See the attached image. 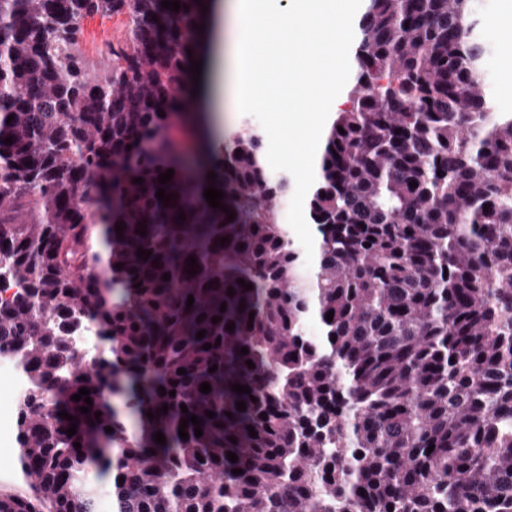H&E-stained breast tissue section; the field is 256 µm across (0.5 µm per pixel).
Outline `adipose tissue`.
<instances>
[{
  "label": "adipose tissue",
  "mask_w": 512,
  "mask_h": 512,
  "mask_svg": "<svg viewBox=\"0 0 512 512\" xmlns=\"http://www.w3.org/2000/svg\"><path fill=\"white\" fill-rule=\"evenodd\" d=\"M359 0H229V41H216L215 68L208 92L214 100L231 96L235 104L274 111L280 96L307 102L306 112L280 114L298 140L319 128L336 111L349 81L347 67H323L324 56L344 53L351 35L347 20ZM306 42L303 55L288 54L290 44Z\"/></svg>",
  "instance_id": "ef3b65f1"
}]
</instances>
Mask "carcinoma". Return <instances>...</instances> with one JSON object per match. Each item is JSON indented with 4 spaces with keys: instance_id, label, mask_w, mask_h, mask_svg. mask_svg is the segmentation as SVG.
Segmentation results:
<instances>
[{
    "instance_id": "cac0c4a2",
    "label": "carcinoma",
    "mask_w": 512,
    "mask_h": 512,
    "mask_svg": "<svg viewBox=\"0 0 512 512\" xmlns=\"http://www.w3.org/2000/svg\"><path fill=\"white\" fill-rule=\"evenodd\" d=\"M362 2L310 260L258 127L207 150L213 182L173 137L215 0H0V360L27 379L0 512H98L93 477L112 512H512V111L487 101L475 0ZM96 14L128 19L105 72L75 50ZM84 325L106 344L87 371Z\"/></svg>"
}]
</instances>
